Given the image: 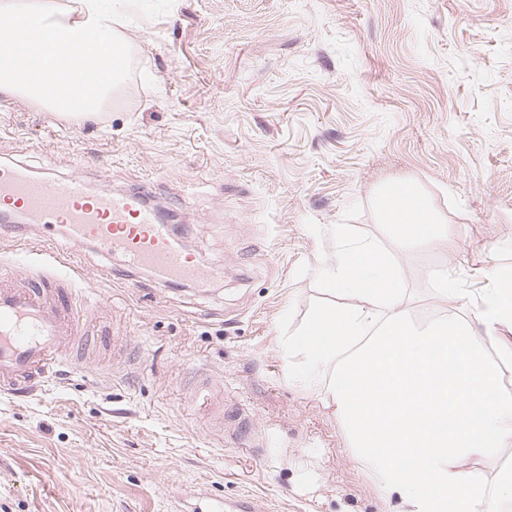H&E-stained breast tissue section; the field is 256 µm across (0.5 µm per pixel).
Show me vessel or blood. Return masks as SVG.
<instances>
[{"instance_id": "obj_1", "label": "vessel or blood", "mask_w": 512, "mask_h": 512, "mask_svg": "<svg viewBox=\"0 0 512 512\" xmlns=\"http://www.w3.org/2000/svg\"><path fill=\"white\" fill-rule=\"evenodd\" d=\"M44 225L46 248L25 267L0 272V392L32 395L45 389L59 364L83 368L88 317L98 304L78 295L74 278L89 281V267L72 268L68 253L93 245L124 253L130 269L160 274L163 284L188 283L211 271L176 246L169 228L136 192L91 194L78 180L54 173L33 176L21 164H0V203Z\"/></svg>"}]
</instances>
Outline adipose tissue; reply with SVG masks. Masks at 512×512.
I'll return each instance as SVG.
<instances>
[{"instance_id":"ef3b65f1","label":"adipose tissue","mask_w":512,"mask_h":512,"mask_svg":"<svg viewBox=\"0 0 512 512\" xmlns=\"http://www.w3.org/2000/svg\"><path fill=\"white\" fill-rule=\"evenodd\" d=\"M378 209L394 243L444 249L452 225L413 188L386 187ZM338 252L321 274L345 306L316 310L284 348L289 376L316 387L344 423L351 448L378 488L405 512H503L512 478L487 484L466 469L512 444V347L490 354L512 333V269L486 271L477 299L454 272L432 276L457 313L432 322L410 317L391 253L357 241L348 225L331 229Z\"/></svg>"}]
</instances>
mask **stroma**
Segmentation results:
<instances>
[{"mask_svg": "<svg viewBox=\"0 0 512 512\" xmlns=\"http://www.w3.org/2000/svg\"><path fill=\"white\" fill-rule=\"evenodd\" d=\"M123 37L132 77L80 123L0 99V162L95 193L143 191L219 272L160 286L123 256L78 292L130 335L131 365L95 352L28 399L0 394V512H192L264 498L269 512H403L282 345L338 304L320 277L349 225L389 245L376 194L408 183L452 224L447 249L396 251L411 316L453 311L431 274L512 265V0H175ZM0 226V270L42 250Z\"/></svg>", "mask_w": 512, "mask_h": 512, "instance_id": "stroma-1", "label": "stroma"}]
</instances>
